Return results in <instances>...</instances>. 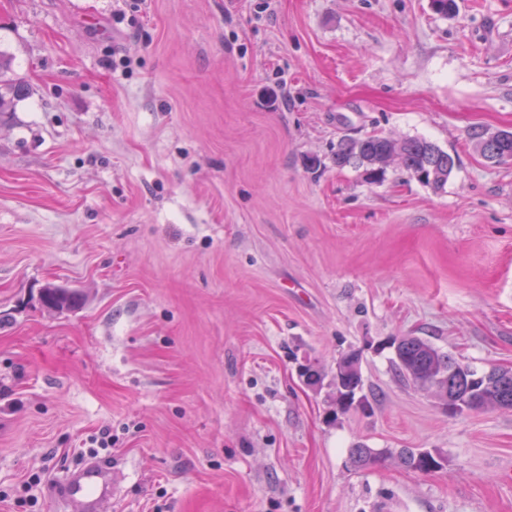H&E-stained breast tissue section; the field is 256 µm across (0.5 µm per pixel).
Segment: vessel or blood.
Segmentation results:
<instances>
[{
    "mask_svg": "<svg viewBox=\"0 0 512 512\" xmlns=\"http://www.w3.org/2000/svg\"><path fill=\"white\" fill-rule=\"evenodd\" d=\"M114 491L111 463L93 460L55 484L52 498L62 512H97L99 502Z\"/></svg>",
    "mask_w": 512,
    "mask_h": 512,
    "instance_id": "b4317fda",
    "label": "vessel or blood"
}]
</instances>
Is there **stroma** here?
Masks as SVG:
<instances>
[{
  "instance_id": "stroma-1",
  "label": "stroma",
  "mask_w": 512,
  "mask_h": 512,
  "mask_svg": "<svg viewBox=\"0 0 512 512\" xmlns=\"http://www.w3.org/2000/svg\"><path fill=\"white\" fill-rule=\"evenodd\" d=\"M261 2L0 0L30 89L0 114V512H57L87 458L100 512H512V409L448 416L385 346L512 368V163L468 137L512 131V0ZM373 133L458 167L331 166ZM351 350L372 409L336 415ZM359 443L448 464L357 470ZM42 288L41 296L48 288H50L48 290L46 301L42 303V305L46 303L49 308L60 311L69 310L76 305L79 299L76 291L69 288H61L52 282H47ZM429 451V452H426ZM421 449L415 448H402L396 454V460L398 463L406 468L407 470H411L414 472L429 474L433 472H437L443 469V465L435 459V456L441 455L444 459V463H446L445 457L435 450H425L426 453H421ZM431 452V453H430ZM433 454V455H432ZM426 456H428L433 465L428 464L426 460ZM440 457V456H439ZM441 458V457H440ZM441 458V459H442ZM115 491L112 465L105 461H88L71 471L53 486L52 498L61 510L96 512L98 504Z\"/></svg>"
}]
</instances>
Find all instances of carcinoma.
<instances>
[{
  "instance_id": "cac0c4a2",
  "label": "carcinoma",
  "mask_w": 512,
  "mask_h": 512,
  "mask_svg": "<svg viewBox=\"0 0 512 512\" xmlns=\"http://www.w3.org/2000/svg\"><path fill=\"white\" fill-rule=\"evenodd\" d=\"M11 69V58L0 52V112L14 111L16 102L28 95V89L21 83L6 78ZM481 156L492 164L512 161V132L484 137L473 134ZM398 158L406 171L422 184L434 190H442L457 167V157L442 150L423 138H401L394 140L380 134L363 138H344L336 145L331 162L336 168L347 166L362 168L367 179H379L388 167V159ZM79 299L78 293L69 288L48 290L46 304L56 310H69ZM394 347L393 364L398 377L406 384L423 389L428 384L437 386L440 392L452 402V413L462 414L467 410L485 411L512 408V369L492 366L479 368L469 362L457 360L440 351L430 341L418 336H404L391 340ZM364 384L360 356L342 377L338 391L349 403H340L344 412L353 408V402L360 400L361 411L371 410L368 396L363 393ZM396 457L404 468L429 474L443 469L436 459L427 462L432 453H422L415 448H403L394 454L388 450L378 451L364 444L349 449V459L356 468H367L381 464L390 457Z\"/></svg>"
}]
</instances>
